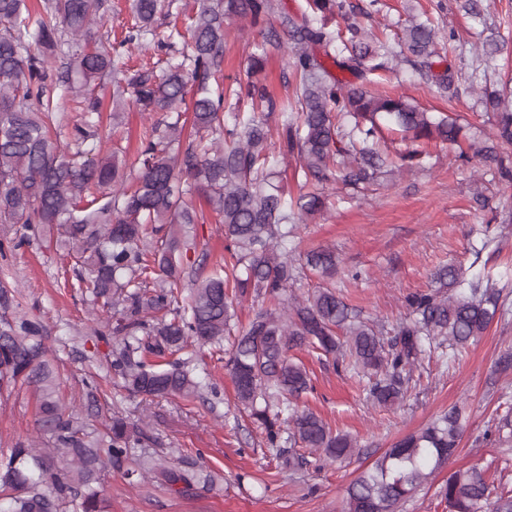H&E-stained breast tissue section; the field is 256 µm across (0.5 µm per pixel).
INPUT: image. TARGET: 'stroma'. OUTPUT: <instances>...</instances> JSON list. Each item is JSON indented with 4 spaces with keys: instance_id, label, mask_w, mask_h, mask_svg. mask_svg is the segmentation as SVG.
<instances>
[{
    "instance_id": "35a3bbf8",
    "label": "stroma",
    "mask_w": 512,
    "mask_h": 512,
    "mask_svg": "<svg viewBox=\"0 0 512 512\" xmlns=\"http://www.w3.org/2000/svg\"><path fill=\"white\" fill-rule=\"evenodd\" d=\"M357 7L362 29L378 32L390 25L401 32L409 20L430 13L442 33H455L448 66L458 72L457 93L442 97L417 65L404 63L388 73L386 91L401 95L434 116L458 119L457 143L404 139L385 134L381 152L411 153L393 174L383 176L364 192L334 184L324 214L302 224L295 241L298 253L328 247L336 253L337 273L330 281L305 273L294 288L305 296L329 283L362 318L392 330L404 318V299L430 290L435 271L461 267L465 275L488 268L502 275L501 307L490 327L463 350L460 358L434 357L415 370L408 393L397 407L374 405L367 397L368 380L355 371L337 370L332 359L303 355L313 392L302 395L308 405L338 431L352 434L359 454L325 465L288 470L277 449L267 447L265 432L234 401V388L224 362L203 355L198 371L211 386L191 400L159 399L142 405L118 387L112 373L111 336L93 333L94 323L79 289L65 286L73 278L64 249L45 232L20 240L15 225L0 224L1 317L20 316L36 324L60 358L64 395L71 408L84 412L86 373H96L112 396L113 411L132 423L147 421V451L181 459L210 471L212 487L185 495L167 490L160 480L130 483L117 473L104 477L107 512H341L348 486L387 448L454 405L468 418L459 449L445 470L435 474L399 512H447L438 491L449 471L485 468L491 482L512 487V443L495 442L498 419L512 407V374L496 377V361L512 350V179L501 178L499 165L512 168V145L499 149L501 164L459 157L473 138L491 131L486 112L476 102L470 74L476 62L471 44L482 28L492 29L499 50L486 72L487 80L512 78V0H480L483 19H475L460 0H381L380 11L368 13L369 0H348ZM279 30L278 18L252 25L237 18L224 22V80L253 79L266 85L276 99L292 97L295 80L289 65L291 44L282 40L263 68L250 71L257 43ZM102 101L100 128L105 148H121L135 160L140 139L152 116L125 107L121 125H113L112 80L96 90ZM195 246L188 254L194 265H212L225 254L224 227L213 214L190 229ZM37 435L36 397L32 386L0 391V454Z\"/></svg>"
}]
</instances>
